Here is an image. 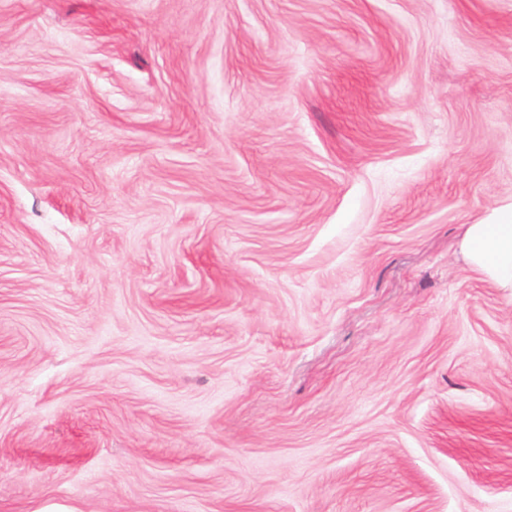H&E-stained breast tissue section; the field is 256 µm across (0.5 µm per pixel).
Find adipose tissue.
Instances as JSON below:
<instances>
[{"label": "adipose tissue", "instance_id": "ef3b65f1", "mask_svg": "<svg viewBox=\"0 0 512 512\" xmlns=\"http://www.w3.org/2000/svg\"><path fill=\"white\" fill-rule=\"evenodd\" d=\"M471 260L496 283L512 288V206L487 223L470 225Z\"/></svg>", "mask_w": 512, "mask_h": 512}]
</instances>
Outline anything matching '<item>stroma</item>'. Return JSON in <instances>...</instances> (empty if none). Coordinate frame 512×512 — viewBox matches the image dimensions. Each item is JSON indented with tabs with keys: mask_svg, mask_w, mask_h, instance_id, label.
I'll return each mask as SVG.
<instances>
[{
	"mask_svg": "<svg viewBox=\"0 0 512 512\" xmlns=\"http://www.w3.org/2000/svg\"><path fill=\"white\" fill-rule=\"evenodd\" d=\"M512 0H0V512H512ZM471 260L496 283L512 288V205L487 223L470 225Z\"/></svg>",
	"mask_w": 512,
	"mask_h": 512,
	"instance_id": "35a3bbf8",
	"label": "stroma"
}]
</instances>
